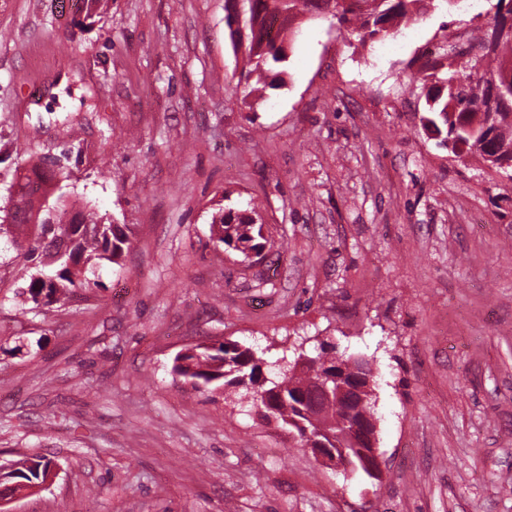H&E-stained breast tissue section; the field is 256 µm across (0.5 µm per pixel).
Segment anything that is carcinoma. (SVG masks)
Instances as JSON below:
<instances>
[{
	"label": "carcinoma",
	"instance_id": "carcinoma-1",
	"mask_svg": "<svg viewBox=\"0 0 512 512\" xmlns=\"http://www.w3.org/2000/svg\"><path fill=\"white\" fill-rule=\"evenodd\" d=\"M243 16L229 9L227 26L231 37L245 46V73L263 75L273 66L286 62L284 44L297 33L302 19L331 18L350 33L366 31L374 37L389 33L402 23H409L427 11L460 8L462 0H242ZM286 12L288 24L280 26L270 40L268 21L278 12ZM476 55L483 63L464 53L448 57V67L432 65L420 78L425 91L426 115L422 126L437 139V146L456 158L478 155L489 173L502 176L494 160L512 158V31L501 30L497 36L486 33L475 38ZM57 174L34 166L17 183L16 197L22 205L8 213V224H0V233L13 234L15 245L34 269L23 287V294L36 306L61 301L75 288L90 287L87 273L106 261L116 263L127 236L122 227L94 211L77 206L62 192H51ZM211 239L217 246L248 258L260 252L267 239L263 225L245 219L230 205L212 213ZM173 370L193 386H209L225 398L238 391L252 395L257 416L264 422L276 421L295 434L302 443L315 448L321 440L333 438V448L351 447L350 434L336 405L327 404L311 392L315 376L311 367L301 370L283 361L272 379L261 382L260 367L254 354L238 343L197 345L174 358ZM283 383L309 393L318 405L306 416L288 390L284 398L270 405L262 393ZM55 463L44 457L0 462V489L16 492L44 484Z\"/></svg>",
	"mask_w": 512,
	"mask_h": 512
}]
</instances>
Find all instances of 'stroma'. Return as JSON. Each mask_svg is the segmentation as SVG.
Returning a JSON list of instances; mask_svg holds the SVG:
<instances>
[{
  "label": "stroma",
  "mask_w": 512,
  "mask_h": 512,
  "mask_svg": "<svg viewBox=\"0 0 512 512\" xmlns=\"http://www.w3.org/2000/svg\"><path fill=\"white\" fill-rule=\"evenodd\" d=\"M488 0L361 43L302 24L245 92L226 0H0V217L22 161L130 228L119 263L38 308L0 234V460L53 459L14 512H512V192L424 130L420 74ZM264 260L215 249L224 198ZM266 363L321 343L375 369L381 481L316 459L181 350Z\"/></svg>",
  "instance_id": "obj_1"
}]
</instances>
